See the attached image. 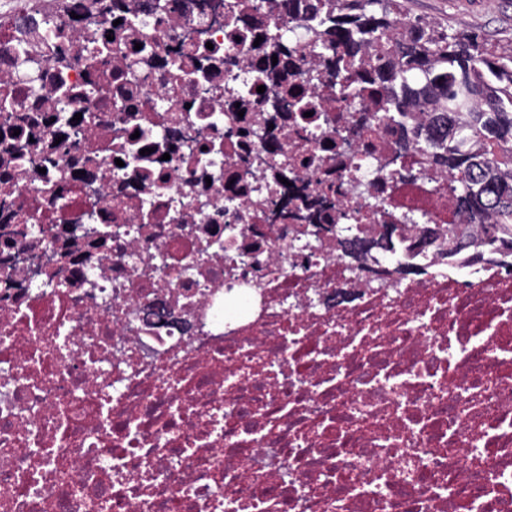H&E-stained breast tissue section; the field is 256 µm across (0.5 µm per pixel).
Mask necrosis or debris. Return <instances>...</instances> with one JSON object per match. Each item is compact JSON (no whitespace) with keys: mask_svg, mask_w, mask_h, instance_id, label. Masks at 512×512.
<instances>
[{"mask_svg":"<svg viewBox=\"0 0 512 512\" xmlns=\"http://www.w3.org/2000/svg\"><path fill=\"white\" fill-rule=\"evenodd\" d=\"M82 2L0 0V512H512V272L461 279L447 174L280 0Z\"/></svg>","mask_w":512,"mask_h":512,"instance_id":"obj_1","label":"necrosis or debris"}]
</instances>
